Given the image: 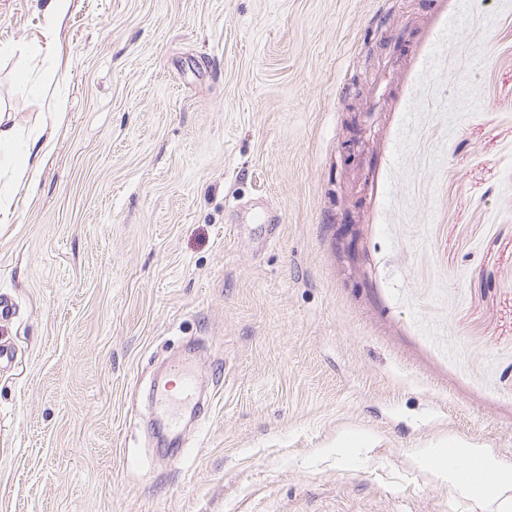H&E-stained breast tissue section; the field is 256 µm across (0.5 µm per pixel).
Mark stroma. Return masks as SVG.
Here are the masks:
<instances>
[{
  "label": "stroma",
  "instance_id": "stroma-1",
  "mask_svg": "<svg viewBox=\"0 0 512 512\" xmlns=\"http://www.w3.org/2000/svg\"><path fill=\"white\" fill-rule=\"evenodd\" d=\"M0 128V512H499L512 0H0ZM170 371L177 375L183 383V391L182 395L183 397L180 399H173L169 397L166 393L163 391L157 390L155 391V401L157 405L163 410V411H169L172 407V405L177 401H188L192 396L194 395V377L193 375L187 371L184 366L181 363H174L171 366ZM435 459L439 464L458 469L459 474L452 468L442 469L445 478L448 480L449 488H458L461 486L460 479L462 482H467L474 476L482 477L490 486L498 485L501 480V474L491 475L487 471L483 472L479 460L471 459L466 462H461L457 456L447 448L439 449L435 454Z\"/></svg>",
  "mask_w": 512,
  "mask_h": 512
}]
</instances>
